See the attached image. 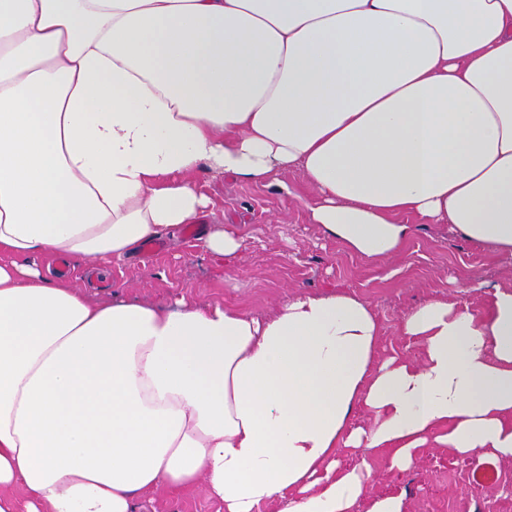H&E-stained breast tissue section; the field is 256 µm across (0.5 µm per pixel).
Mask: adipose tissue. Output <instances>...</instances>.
<instances>
[{"label": "adipose tissue", "instance_id": "ef3b65f1", "mask_svg": "<svg viewBox=\"0 0 512 512\" xmlns=\"http://www.w3.org/2000/svg\"><path fill=\"white\" fill-rule=\"evenodd\" d=\"M296 169L365 260L418 224L512 257V0H0V512L199 484L224 512H407L338 451L512 461V285L412 306L421 358H385L344 289L96 303L32 261L129 258L212 208L198 173ZM242 246L200 244L228 272Z\"/></svg>", "mask_w": 512, "mask_h": 512}]
</instances>
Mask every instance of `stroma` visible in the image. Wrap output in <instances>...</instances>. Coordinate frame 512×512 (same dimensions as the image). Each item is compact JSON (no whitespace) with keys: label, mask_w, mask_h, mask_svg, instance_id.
Masks as SVG:
<instances>
[{"label":"stroma","mask_w":512,"mask_h":512,"mask_svg":"<svg viewBox=\"0 0 512 512\" xmlns=\"http://www.w3.org/2000/svg\"><path fill=\"white\" fill-rule=\"evenodd\" d=\"M199 185L213 201L202 224H234L244 242L239 267L225 273L185 235L167 238L163 253L136 252L123 261L104 265L111 286L89 282L83 267L70 279L97 300H110L113 291L150 303H171L187 297L200 303L225 302L257 314L271 308L286 290L303 287L348 289L372 305L381 324L379 352H404L419 357L420 347L401 336L400 319L413 305L432 298L448 299L481 311L493 286L512 276V262L497 259L458 237L447 224H425L405 253L386 261H366L345 252L306 220L304 209L287 195L230 176L202 172ZM343 465L367 461L373 471L372 489L407 494V512H512V463L494 464L490 483L479 485V465L450 455L444 448L424 449L408 471L389 472L374 451L342 455ZM155 512H224L223 503L205 486L172 495L154 496Z\"/></svg>","instance_id":"35a3bbf8"}]
</instances>
